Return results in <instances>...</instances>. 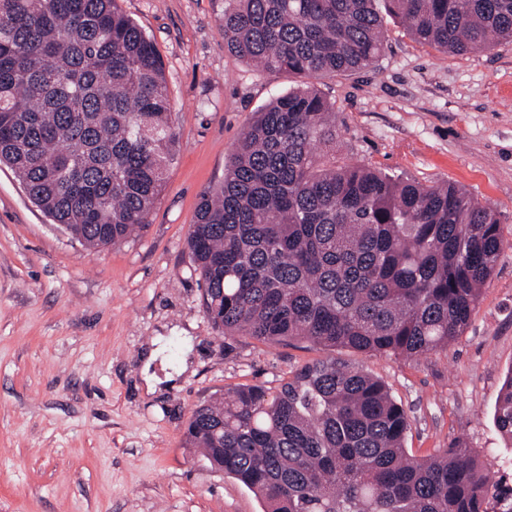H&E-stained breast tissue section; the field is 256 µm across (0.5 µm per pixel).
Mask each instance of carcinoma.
I'll return each mask as SVG.
<instances>
[{
    "mask_svg": "<svg viewBox=\"0 0 512 512\" xmlns=\"http://www.w3.org/2000/svg\"><path fill=\"white\" fill-rule=\"evenodd\" d=\"M225 2L228 51L296 85L256 112L198 206L188 247L207 316L226 338L326 351L448 347L503 254L499 214L454 184L344 162L317 83L378 62L385 13L445 53L512 42V0ZM175 140L160 54L117 0H0V164L54 223L93 249L144 228ZM493 418L511 443L512 375ZM408 427L381 380L327 357L224 391L185 436L264 512H512L467 440L416 458Z\"/></svg>",
    "mask_w": 512,
    "mask_h": 512,
    "instance_id": "cac0c4a2",
    "label": "carcinoma"
}]
</instances>
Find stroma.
Segmentation results:
<instances>
[{
	"mask_svg": "<svg viewBox=\"0 0 512 512\" xmlns=\"http://www.w3.org/2000/svg\"><path fill=\"white\" fill-rule=\"evenodd\" d=\"M119 5L163 61L176 158L147 227L103 249L54 224L0 164V512H263L186 446V423L224 390L277 386L326 352L225 339L205 313L187 237L254 112L294 81L225 48L224 0ZM384 25L389 41L374 67L319 84L336 104L342 156L456 183L496 209L509 247L447 349L335 355L402 403L410 454L461 437L493 484L512 485V444L493 420L512 373V43L455 55L419 45L393 17ZM148 372L159 379L152 393Z\"/></svg>",
	"mask_w": 512,
	"mask_h": 512,
	"instance_id": "obj_1",
	"label": "stroma"
}]
</instances>
